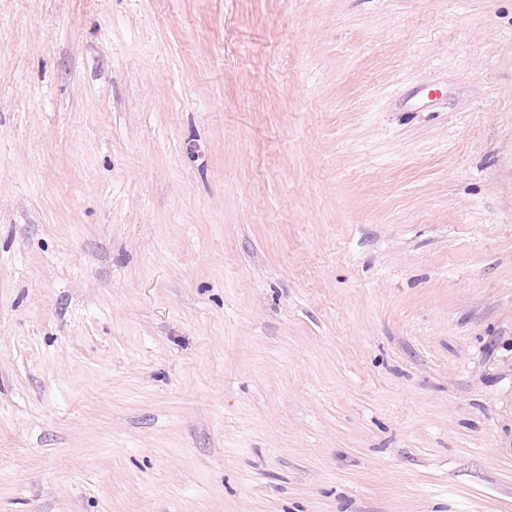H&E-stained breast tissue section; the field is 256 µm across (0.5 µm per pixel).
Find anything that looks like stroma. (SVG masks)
I'll list each match as a JSON object with an SVG mask.
<instances>
[{"label":"stroma","mask_w":512,"mask_h":512,"mask_svg":"<svg viewBox=\"0 0 512 512\" xmlns=\"http://www.w3.org/2000/svg\"><path fill=\"white\" fill-rule=\"evenodd\" d=\"M0 512H512V0H0Z\"/></svg>","instance_id":"stroma-1"}]
</instances>
